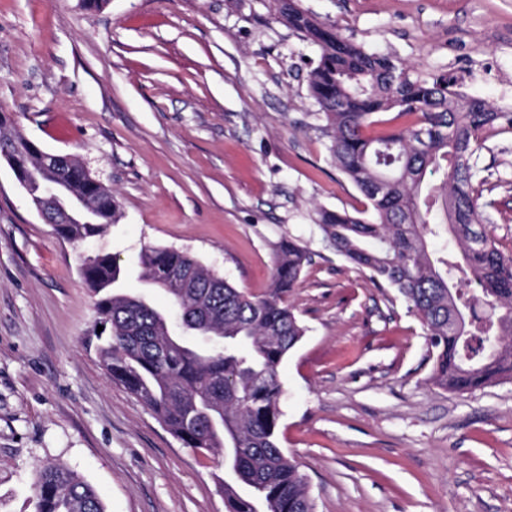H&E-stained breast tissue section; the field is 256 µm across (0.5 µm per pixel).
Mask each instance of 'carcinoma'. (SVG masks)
<instances>
[{
	"label": "carcinoma",
	"mask_w": 512,
	"mask_h": 512,
	"mask_svg": "<svg viewBox=\"0 0 512 512\" xmlns=\"http://www.w3.org/2000/svg\"><path fill=\"white\" fill-rule=\"evenodd\" d=\"M280 14L288 27L318 48L307 76L330 139L338 168L369 205L351 215L322 210L318 224L336 252L395 288L427 330L435 360L431 380L465 392L512 378V256L503 254L480 224L474 183L480 178L481 133L512 132V113L497 112L479 100H463L442 77L432 83L410 79L389 56L367 54L348 42L336 24L320 23L290 0ZM403 120L387 123L385 113ZM0 113V138L28 179L29 195L41 196L48 179L30 141L14 135ZM64 196L78 193L89 215L53 231L83 241L115 223L112 192L92 181L73 162ZM439 176V182L427 176ZM447 234L450 246L428 250L427 239ZM312 261L292 239L276 245L269 291L248 295L206 270L192 254L146 245L138 255L140 278L167 297L180 315V333L171 336L163 310L143 295L121 292L123 273L110 253L83 260L82 275L98 296L100 323L110 336L99 358L113 382L148 406L188 448L224 452L234 435L245 442L236 460L237 481L221 483L227 512H314L303 475L279 446L282 392L279 367L305 335L286 296ZM495 303V321L481 322L465 286ZM471 318L455 330L457 312ZM220 336L223 344L203 350L197 336ZM499 336L491 351L484 337ZM35 512H106L98 492L62 465L40 469Z\"/></svg>",
	"instance_id": "1"
}]
</instances>
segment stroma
<instances>
[{"label":"stroma","mask_w":512,"mask_h":512,"mask_svg":"<svg viewBox=\"0 0 512 512\" xmlns=\"http://www.w3.org/2000/svg\"><path fill=\"white\" fill-rule=\"evenodd\" d=\"M295 3L411 78L454 77L512 112V0ZM316 59L277 0H0V112L118 208L101 235L62 240L0 163V512H35L48 463L107 512H227L217 456L110 380L82 260L112 253L138 294L141 248L175 247L261 295L288 238L312 262L288 297L306 333L279 369V440L314 512H512V379L433 384L418 316L316 223L367 206L320 130ZM479 165L481 227L512 255V134L485 132Z\"/></svg>","instance_id":"1"}]
</instances>
